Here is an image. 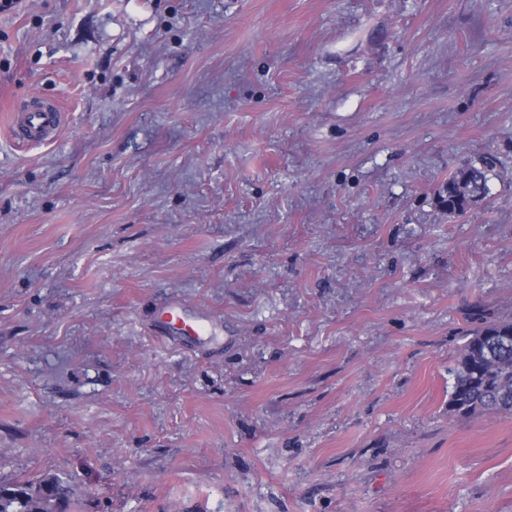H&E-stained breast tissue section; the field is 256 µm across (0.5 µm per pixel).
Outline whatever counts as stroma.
I'll use <instances>...</instances> for the list:
<instances>
[{
    "instance_id": "stroma-1",
    "label": "stroma",
    "mask_w": 512,
    "mask_h": 512,
    "mask_svg": "<svg viewBox=\"0 0 512 512\" xmlns=\"http://www.w3.org/2000/svg\"><path fill=\"white\" fill-rule=\"evenodd\" d=\"M66 117L20 146L11 103ZM489 157L462 215L438 192ZM218 343L162 336L157 306ZM512 318V0H21L0 13V483L69 512H512L448 414ZM72 497V486L64 477L18 480L0 485V512H65Z\"/></svg>"
}]
</instances>
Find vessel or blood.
Returning <instances> with one entry per match:
<instances>
[{
  "instance_id": "1",
  "label": "vessel or blood",
  "mask_w": 512,
  "mask_h": 512,
  "mask_svg": "<svg viewBox=\"0 0 512 512\" xmlns=\"http://www.w3.org/2000/svg\"><path fill=\"white\" fill-rule=\"evenodd\" d=\"M64 112L56 100L36 97L14 104L10 129L15 139L30 143H48L58 135ZM162 330L198 344L210 342L212 328L202 315L188 311L180 303H164L159 312Z\"/></svg>"
}]
</instances>
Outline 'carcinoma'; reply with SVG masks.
I'll list each match as a JSON object with an SVG mask.
<instances>
[{
    "instance_id": "obj_1",
    "label": "carcinoma",
    "mask_w": 512,
    "mask_h": 512,
    "mask_svg": "<svg viewBox=\"0 0 512 512\" xmlns=\"http://www.w3.org/2000/svg\"><path fill=\"white\" fill-rule=\"evenodd\" d=\"M485 157L457 168L439 193L448 214H463L487 198L489 174ZM448 399V415L467 419L485 413L512 414V320H493L472 331L460 347ZM73 497L68 479L51 476L36 482L0 485V512H66Z\"/></svg>"
}]
</instances>
